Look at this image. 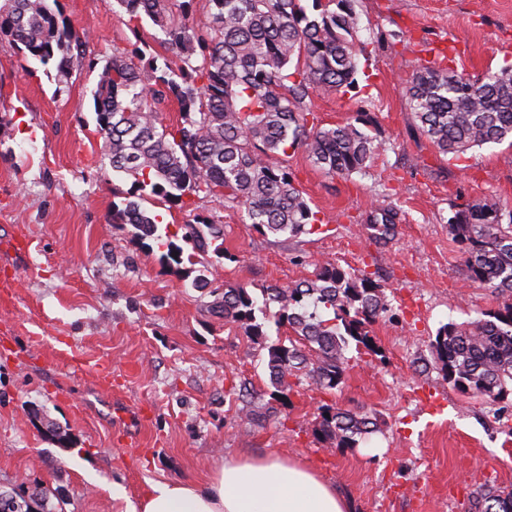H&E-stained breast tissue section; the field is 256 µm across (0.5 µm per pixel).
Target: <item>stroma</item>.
Returning <instances> with one entry per match:
<instances>
[{
    "label": "stroma",
    "mask_w": 512,
    "mask_h": 512,
    "mask_svg": "<svg viewBox=\"0 0 512 512\" xmlns=\"http://www.w3.org/2000/svg\"><path fill=\"white\" fill-rule=\"evenodd\" d=\"M89 28L86 63L66 81L0 49V492H46L47 512H132L156 481H205L225 456L279 455L336 486L351 512H466L481 486H512V407L445 383L429 342L503 298L464 279L448 229L453 210L486 195L512 211V142L454 159L415 123L404 80L428 52L457 71L512 68V0H358L357 91L314 98L323 123L356 113L380 145L366 174L326 176L304 150L285 164L318 220L286 239L258 234L242 212L205 198L152 202L173 242L202 217L224 226L223 248L183 270L112 221L129 177L102 154L92 91L113 52L142 48L178 67L150 20L130 22L116 0H59ZM397 229L371 239L383 198ZM24 236L25 252L12 240ZM374 273L397 320L372 327L384 355L348 350L342 383L294 387L275 404L264 345L211 310L215 287L261 293L313 278L328 262ZM207 288L193 287L195 278ZM112 364V390L94 373ZM245 381L252 396L224 391ZM367 412L377 430L357 450H329L313 424L321 406ZM256 418L245 421L244 409ZM145 411L147 420L136 418Z\"/></svg>",
    "instance_id": "35a3bbf8"
}]
</instances>
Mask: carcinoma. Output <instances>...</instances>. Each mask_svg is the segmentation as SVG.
Listing matches in <instances>:
<instances>
[{
  "label": "carcinoma",
  "instance_id": "obj_1",
  "mask_svg": "<svg viewBox=\"0 0 512 512\" xmlns=\"http://www.w3.org/2000/svg\"><path fill=\"white\" fill-rule=\"evenodd\" d=\"M133 20L148 17L162 34V45L181 61L178 71L158 58L116 51L98 75L93 91L98 133L112 170L131 178L122 205H112V223L130 224L139 243L166 247L169 265L193 263L208 239L224 236V225L204 217L186 225L182 247L159 234L158 219L141 208L150 194L171 204L184 198H223L224 207L242 209L264 236L297 238L317 221L288 167L276 157L302 148L329 176L366 171L379 145L359 128V117L335 125L317 122L313 97L346 94L356 88L359 56L355 0H180L173 13L168 0H117ZM202 11L206 30L194 24ZM86 30L62 15L59 0H0V47L43 66L55 67L64 81L86 62ZM138 55L142 65L133 61ZM410 109L421 132L444 155L459 157L475 147L512 139V69L480 75L459 73L444 60L418 59L405 79ZM171 100L180 106L174 126L159 123ZM396 208L383 200L368 216L375 239L395 235ZM448 228L460 244L466 280L512 296V211L486 196L457 208ZM215 308L224 320L240 324L247 336L267 348L274 399L287 402L291 377L304 371L322 390L339 386L348 364L345 352L381 356L371 326L388 316L385 287L366 270L353 273L339 264L323 266L315 278L263 291L279 304L277 330L268 342L256 312L258 299L245 288H215ZM432 366L461 393L492 404L512 395V303L457 324L441 326L429 343ZM375 419L323 406L314 435L331 448L358 447L376 432ZM34 503L10 498L0 512H39ZM469 512H512V489H480Z\"/></svg>",
  "mask_w": 512,
  "mask_h": 512
}]
</instances>
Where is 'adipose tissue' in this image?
I'll use <instances>...</instances> for the list:
<instances>
[{
    "mask_svg": "<svg viewBox=\"0 0 512 512\" xmlns=\"http://www.w3.org/2000/svg\"><path fill=\"white\" fill-rule=\"evenodd\" d=\"M139 512H351V507L307 467L275 456L226 459L203 484L155 482Z\"/></svg>",
    "mask_w": 512,
    "mask_h": 512,
    "instance_id": "1",
    "label": "adipose tissue"
}]
</instances>
